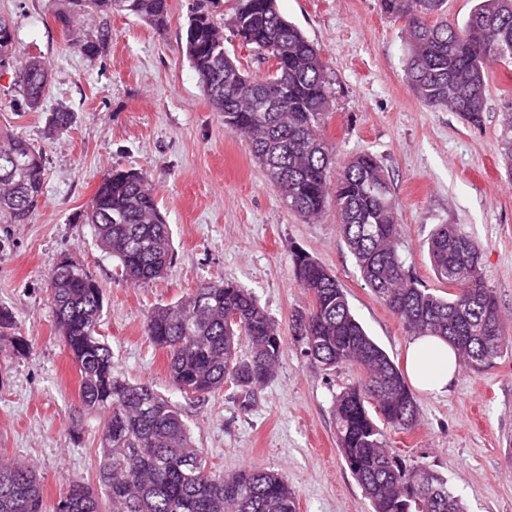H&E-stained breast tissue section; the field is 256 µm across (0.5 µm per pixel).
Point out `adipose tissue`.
<instances>
[{
  "mask_svg": "<svg viewBox=\"0 0 512 512\" xmlns=\"http://www.w3.org/2000/svg\"><path fill=\"white\" fill-rule=\"evenodd\" d=\"M460 371L457 356L447 342L433 336H416L405 352V372L410 383L431 395L447 392Z\"/></svg>",
  "mask_w": 512,
  "mask_h": 512,
  "instance_id": "obj_1",
  "label": "adipose tissue"
}]
</instances>
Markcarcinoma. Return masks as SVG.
Returning <instances> with one entry per match:
<instances>
[{
	"label": "carcinoma",
	"mask_w": 512,
	"mask_h": 512,
	"mask_svg": "<svg viewBox=\"0 0 512 512\" xmlns=\"http://www.w3.org/2000/svg\"><path fill=\"white\" fill-rule=\"evenodd\" d=\"M210 0H197L188 19L185 54L224 129L244 137L289 210L305 220L336 208L341 235L365 284L415 336H435L454 347L473 372L491 366L512 344L503 333L499 305L480 271V246L454 224H440L428 241L437 278L455 292L441 296L420 284L400 253L402 227L388 172L377 158L352 157L331 179L329 144L322 127L331 102L327 68L302 31L285 19L277 0H229L228 25L271 69L249 74L224 49L223 27ZM384 14L403 23L406 76L416 99L446 109L468 124L483 121L488 67L512 61V0H476L459 25L445 17L446 0H379ZM57 16L72 47L88 58L112 41V15L133 16L162 34L169 0H68ZM92 16L90 27L81 17ZM14 69L28 108L39 107L48 85L40 55L21 57L12 25L0 17V70ZM42 153L21 138L0 140V216L28 222L43 195ZM98 245L133 284L164 276L173 260L170 227L155 187L134 170L104 171L84 215ZM297 282L312 296L309 310L292 320L304 356L333 370L361 371L336 395L334 423L341 456L372 512H464L447 481L393 450L390 433L418 421L416 396L399 365L352 313L347 294L329 268L293 253ZM61 341L80 375L75 411L97 415V482L108 509L83 481L73 480L54 512H298L288 482L250 466L217 475L192 440L180 409L148 381L129 382L112 370V351L101 339L103 295L84 269L63 261L48 280ZM143 333L168 357L172 386L204 398L231 384L243 409L271 379L284 346L274 321L255 296L229 280L205 281L173 305L150 312ZM250 353L242 357L243 346ZM0 512H45L33 469L0 463Z\"/></svg>",
	"instance_id": "cac0c4a2"
}]
</instances>
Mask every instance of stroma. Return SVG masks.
I'll use <instances>...</instances> for the list:
<instances>
[{"mask_svg":"<svg viewBox=\"0 0 512 512\" xmlns=\"http://www.w3.org/2000/svg\"><path fill=\"white\" fill-rule=\"evenodd\" d=\"M164 34L124 15L96 59L69 44L56 16L67 0H0L20 48L42 55L50 84L28 109L12 73L0 74V136H16L45 161L44 194L28 223L0 220V459L33 466L47 512L69 480L96 485L98 419H75L79 376L56 330L48 277L65 258L103 292L100 333L116 375L147 380L181 405L191 434L218 474L259 464L294 491L298 512H370L336 447L333 401L357 381L291 342L292 318L311 296L292 265L301 250L331 269L353 314L396 363L412 335L372 293L339 230L335 210L306 221L286 208L255 162L247 140L228 133L204 97L183 46L193 0H170ZM280 13L319 50L332 105L324 133L337 160L361 153L388 171L401 204V254L413 276L444 295L426 241L454 224L481 249L484 281L512 337V172L504 161L512 131V64L488 72L485 112L473 128L456 113L423 107L405 80L406 35L379 0H277ZM71 112L65 129L54 112ZM108 168L146 173L172 232L166 278L132 285L97 245L81 214ZM229 279L248 288L287 343L273 378L250 409L233 386L188 401L168 377L167 357L143 336L149 311L178 301L199 283ZM26 339L28 352L14 350ZM419 421L394 434L407 462H423L448 481L466 512H512V353L475 373L460 370L447 393H417Z\"/></svg>","mask_w":512,"mask_h":512,"instance_id":"35a3bbf8","label":"stroma"}]
</instances>
